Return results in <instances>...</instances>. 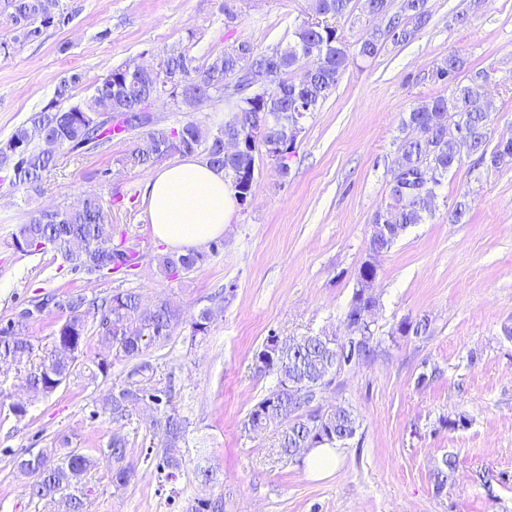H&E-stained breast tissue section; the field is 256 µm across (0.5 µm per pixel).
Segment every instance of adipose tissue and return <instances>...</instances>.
Returning <instances> with one entry per match:
<instances>
[{
    "label": "adipose tissue",
    "mask_w": 512,
    "mask_h": 512,
    "mask_svg": "<svg viewBox=\"0 0 512 512\" xmlns=\"http://www.w3.org/2000/svg\"><path fill=\"white\" fill-rule=\"evenodd\" d=\"M143 201L154 235L184 252L223 236L236 199L223 172L187 158L154 170Z\"/></svg>",
    "instance_id": "obj_1"
}]
</instances>
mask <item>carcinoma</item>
<instances>
[{
    "label": "carcinoma",
    "mask_w": 512,
    "mask_h": 512,
    "mask_svg": "<svg viewBox=\"0 0 512 512\" xmlns=\"http://www.w3.org/2000/svg\"><path fill=\"white\" fill-rule=\"evenodd\" d=\"M53 2L0 0V12L10 18L16 38L33 40L41 35L42 28L52 25L49 15ZM315 2L316 21L298 25L288 43L270 53L242 42L239 53L210 54L201 63L181 52L164 55L158 68L150 72L130 66L112 70L89 99L66 109L50 105L17 127L7 141L0 142V170L10 173L12 188L36 193L57 162V156L45 153L39 137L59 139L71 153H86L105 151L111 147L113 137L147 126L146 138L125 156L131 166L148 167L172 153L201 154L224 171L236 197L247 195L255 182L259 147L288 141L292 127L303 125L307 115L336 87L347 65L348 45L333 20L348 12L351 0ZM426 4L427 0H402L400 11L392 14L391 0H364L369 15L386 16L388 22L380 37L361 41L359 54L376 56L382 38L394 43L408 40L429 21ZM302 58L309 59L310 65L298 76L288 77ZM463 67L461 57L448 54L435 71V79L448 82V95L413 108L402 119L404 127L422 128L427 137L400 141L394 163L404 178L391 185V202L374 212L372 223L395 224L402 233L410 225L422 223L424 216L432 212L434 186L460 165L463 149L478 156L488 168L512 161V136H502L491 143L489 113L468 107L481 98L488 75L477 72L464 83L458 80ZM194 90L212 99H224V123L217 125L213 133H203L194 121L177 127L159 126L150 114L139 109L143 100L157 94H166L176 106L191 109ZM118 107L124 111V120L114 123L112 113ZM451 119L464 130L455 142L448 140L446 121ZM239 134L248 143L238 154L224 155V137ZM12 246L24 255L48 246L63 262L88 273L131 266L125 239L112 235V202L98 193L87 192L62 208L32 213L27 222L17 226ZM208 259V254L198 250L163 254L157 257V269L160 275L174 279ZM54 300L55 297L46 296L34 302L33 308L17 311L5 325H0V363L24 366L22 381L26 389L36 395H49L80 371L85 365L82 357L89 337H98L109 354L98 355L91 359V365H85L90 378L106 375L116 362L133 363L127 385L109 391L101 400V410L119 426L136 409L152 406L157 412L153 435L159 437L163 447L158 468L167 470L166 477H175L183 465L186 424L175 410L160 408V403L170 402L172 384L161 387L154 383L155 367L146 360V351L168 341L182 323L181 311L166 300L144 308L140 294L131 289L114 291L99 302L71 296L66 302L68 314L53 337L51 348L44 349L27 338L25 331L35 315ZM369 303L370 299L356 288L346 313L351 332L361 339L357 363L374 352L371 326L361 317ZM210 322V310H201L190 322L191 340L207 335ZM335 356L334 336L291 339L272 368L277 375L276 389L254 406L245 428L259 431L280 425L278 447L290 457H300L324 443L334 446L352 438L357 431V418L350 408L339 405L332 410L328 427L314 421L321 411L311 408L317 391L336 370ZM56 444L65 453L55 463L42 452L17 463L20 472L39 475L27 493L32 499L57 500L61 512H84L91 489L83 479L96 459L72 447L66 435L57 438ZM127 448V437L117 429L104 449L112 458L111 482L117 488L127 486L134 476V469L127 462ZM456 470L455 455L442 458L437 490L454 482ZM188 512H224V496L198 500L188 507Z\"/></svg>",
    "instance_id": "carcinoma-1"
}]
</instances>
